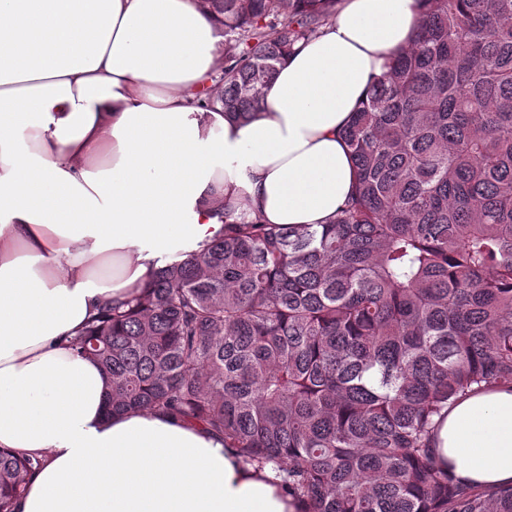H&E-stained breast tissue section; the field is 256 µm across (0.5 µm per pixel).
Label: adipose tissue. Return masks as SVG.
<instances>
[{
    "label": "adipose tissue",
    "instance_id": "obj_1",
    "mask_svg": "<svg viewBox=\"0 0 512 512\" xmlns=\"http://www.w3.org/2000/svg\"><path fill=\"white\" fill-rule=\"evenodd\" d=\"M418 21L417 0H343L243 123L205 102L207 0H0V448L43 458L15 512H303L200 426L106 417L111 379L68 340L157 254L219 234L224 199L329 223L355 182L342 131ZM434 448L460 484L512 485V390L459 399Z\"/></svg>",
    "mask_w": 512,
    "mask_h": 512
}]
</instances>
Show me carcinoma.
<instances>
[{
	"label": "carcinoma",
	"mask_w": 512,
	"mask_h": 512,
	"mask_svg": "<svg viewBox=\"0 0 512 512\" xmlns=\"http://www.w3.org/2000/svg\"><path fill=\"white\" fill-rule=\"evenodd\" d=\"M417 2L342 132L357 179L330 223L225 202L220 235L69 341L111 376L109 415L200 425L305 512H512V486L451 481L433 446L459 398L512 389V0ZM340 4L214 0L224 112L262 111ZM41 464L0 450V512Z\"/></svg>",
	"instance_id": "obj_1"
}]
</instances>
